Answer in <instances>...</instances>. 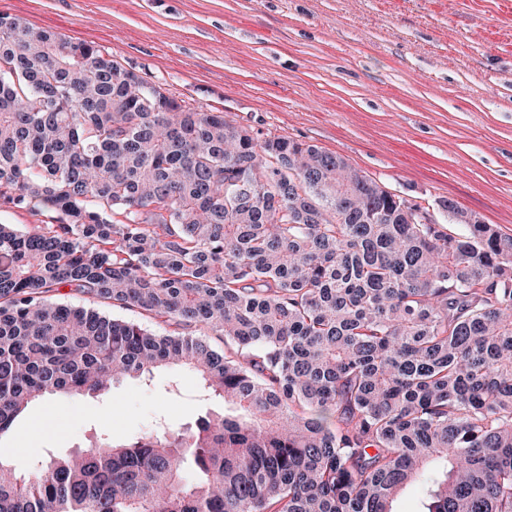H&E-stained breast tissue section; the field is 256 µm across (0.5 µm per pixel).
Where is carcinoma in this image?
<instances>
[{
    "instance_id": "carcinoma-1",
    "label": "carcinoma",
    "mask_w": 512,
    "mask_h": 512,
    "mask_svg": "<svg viewBox=\"0 0 512 512\" xmlns=\"http://www.w3.org/2000/svg\"><path fill=\"white\" fill-rule=\"evenodd\" d=\"M2 204L54 223L0 224V436L172 366L232 412L0 459V512H393L411 484L424 512H512V237L457 202L451 234L341 155L0 14ZM57 300L60 302L76 306L91 307L97 309L101 313L110 315L114 318L135 320L151 328L154 327L152 320L146 314L141 313L140 310L138 309H112V306L106 301H100L96 299H89L83 296L72 295L69 293L67 288L60 291V296L58 297Z\"/></svg>"
}]
</instances>
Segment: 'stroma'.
Returning a JSON list of instances; mask_svg holds the SVG:
<instances>
[{"instance_id": "1", "label": "stroma", "mask_w": 512, "mask_h": 512, "mask_svg": "<svg viewBox=\"0 0 512 512\" xmlns=\"http://www.w3.org/2000/svg\"><path fill=\"white\" fill-rule=\"evenodd\" d=\"M96 42L234 124L345 157L411 201L455 200L512 236V0H0ZM178 395H168L170 380ZM189 370L37 404L0 436L26 470L111 429L122 440L207 407Z\"/></svg>"}]
</instances>
